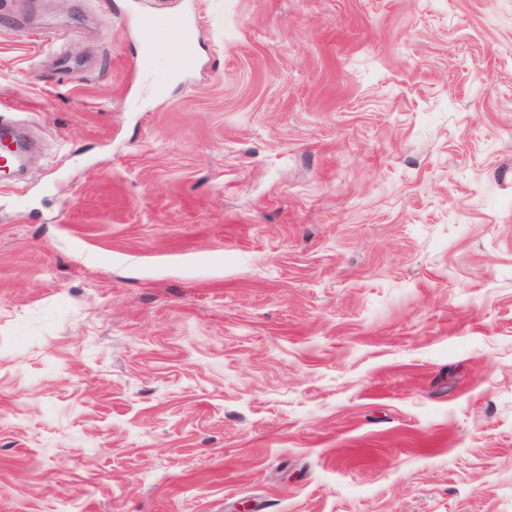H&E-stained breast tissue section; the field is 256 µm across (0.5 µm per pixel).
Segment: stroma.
<instances>
[{
    "label": "stroma",
    "mask_w": 512,
    "mask_h": 512,
    "mask_svg": "<svg viewBox=\"0 0 512 512\" xmlns=\"http://www.w3.org/2000/svg\"><path fill=\"white\" fill-rule=\"evenodd\" d=\"M1 102L0 512H512V0H0Z\"/></svg>",
    "instance_id": "obj_1"
}]
</instances>
